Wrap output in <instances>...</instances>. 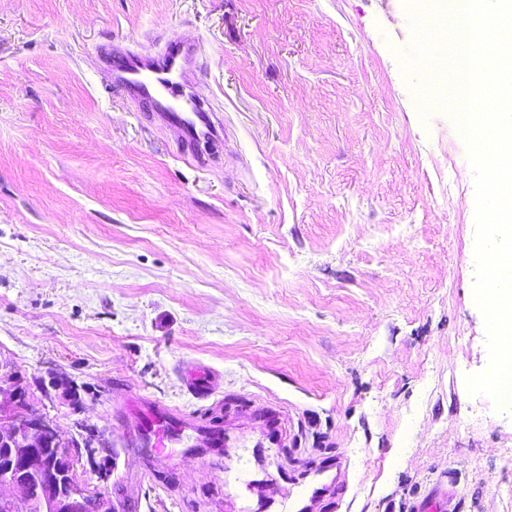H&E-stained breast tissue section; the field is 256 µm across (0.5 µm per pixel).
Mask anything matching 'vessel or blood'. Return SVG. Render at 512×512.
Wrapping results in <instances>:
<instances>
[{
	"label": "vessel or blood",
	"mask_w": 512,
	"mask_h": 512,
	"mask_svg": "<svg viewBox=\"0 0 512 512\" xmlns=\"http://www.w3.org/2000/svg\"><path fill=\"white\" fill-rule=\"evenodd\" d=\"M198 46L188 41H170L157 52L136 51L110 44L97 48L96 54L115 83L126 90L135 102L149 108L150 118L161 128L172 130L182 148L193 159H204L203 149L221 141L225 135L224 118L191 89L188 72L195 62ZM190 393L212 395L214 386L206 368L191 371L185 381ZM142 419L134 440L160 448L166 439L191 430L199 445L208 448L233 447L235 439L229 430L219 426L197 424L194 418L175 412L147 397L137 399ZM347 463L337 455L327 460L306 484L290 488V497L303 503L305 512L333 498L342 490Z\"/></svg>",
	"instance_id": "vessel-or-blood-1"
}]
</instances>
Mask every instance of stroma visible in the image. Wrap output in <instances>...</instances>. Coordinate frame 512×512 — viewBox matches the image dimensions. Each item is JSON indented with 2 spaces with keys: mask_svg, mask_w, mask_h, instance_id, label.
<instances>
[{
  "mask_svg": "<svg viewBox=\"0 0 512 512\" xmlns=\"http://www.w3.org/2000/svg\"><path fill=\"white\" fill-rule=\"evenodd\" d=\"M406 0H0V356L84 386L119 512H239L231 472L283 481L337 454L340 501L512 512V409L474 298V175L455 115L420 107ZM196 40L230 130L200 169L94 63L111 41ZM217 376L207 399L183 367ZM229 424L230 456L130 451L127 398ZM287 433L263 443L253 410Z\"/></svg>",
  "mask_w": 512,
  "mask_h": 512,
  "instance_id": "obj_1",
  "label": "stroma"
}]
</instances>
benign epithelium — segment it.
Masks as SVG:
<instances>
[{
    "instance_id": "1",
    "label": "benign epithelium",
    "mask_w": 512,
    "mask_h": 512,
    "mask_svg": "<svg viewBox=\"0 0 512 512\" xmlns=\"http://www.w3.org/2000/svg\"><path fill=\"white\" fill-rule=\"evenodd\" d=\"M39 385L44 391H61L60 397L73 411L79 410L76 386L60 390L59 376L53 373ZM3 390L8 391V399L0 402V489L20 490L27 512H116L108 488L111 470L100 471V484L93 488L81 478L88 464L109 451L106 429L77 419L71 442L63 443L55 420L32 404L29 383L12 362L0 357V392ZM51 449L68 459V469L49 465Z\"/></svg>"
}]
</instances>
